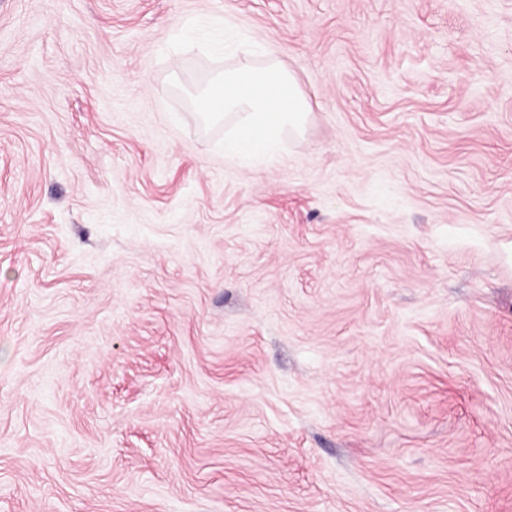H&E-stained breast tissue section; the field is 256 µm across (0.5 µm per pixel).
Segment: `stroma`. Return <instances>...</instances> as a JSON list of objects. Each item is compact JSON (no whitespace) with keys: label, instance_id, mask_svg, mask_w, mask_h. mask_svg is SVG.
I'll return each mask as SVG.
<instances>
[{"label":"stroma","instance_id":"obj_1","mask_svg":"<svg viewBox=\"0 0 512 512\" xmlns=\"http://www.w3.org/2000/svg\"><path fill=\"white\" fill-rule=\"evenodd\" d=\"M511 245L512 0H0V512H512Z\"/></svg>","mask_w":512,"mask_h":512}]
</instances>
